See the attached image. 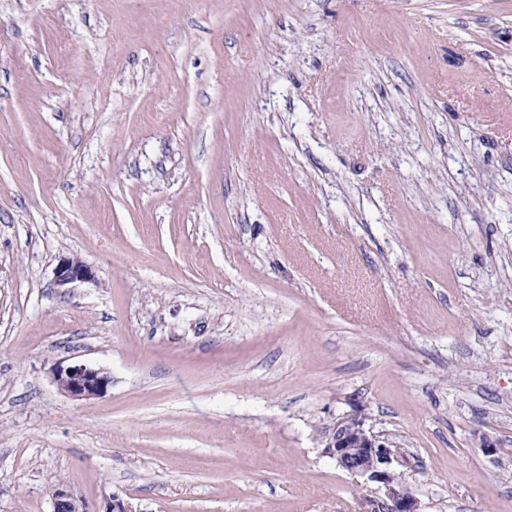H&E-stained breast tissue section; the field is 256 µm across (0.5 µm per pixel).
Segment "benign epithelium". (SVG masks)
<instances>
[{
    "label": "benign epithelium",
    "instance_id": "7a95c632",
    "mask_svg": "<svg viewBox=\"0 0 512 512\" xmlns=\"http://www.w3.org/2000/svg\"><path fill=\"white\" fill-rule=\"evenodd\" d=\"M95 275L91 267L77 258L60 261L55 281L63 287L74 282H89ZM53 379L59 390L73 400L105 396L112 387V375L103 368L78 362L57 367ZM326 454L339 467L377 487L357 500V512H420L417 499L398 480L393 462L405 463L403 456L389 443L366 429L365 418L346 416L336 425ZM53 512H89L84 501L75 497L64 484L51 491Z\"/></svg>",
    "mask_w": 512,
    "mask_h": 512
}]
</instances>
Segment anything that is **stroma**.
<instances>
[{"instance_id":"1","label":"stroma","mask_w":512,"mask_h":512,"mask_svg":"<svg viewBox=\"0 0 512 512\" xmlns=\"http://www.w3.org/2000/svg\"><path fill=\"white\" fill-rule=\"evenodd\" d=\"M346 415L512 512V0H0V512H355ZM94 278L91 267L77 258L62 259L55 270V281L61 287L74 282L93 281ZM53 379L59 390L73 400L103 397L112 387L110 372L82 362L56 367ZM53 512H89L84 501L75 497L64 485L59 483L51 491Z\"/></svg>"}]
</instances>
